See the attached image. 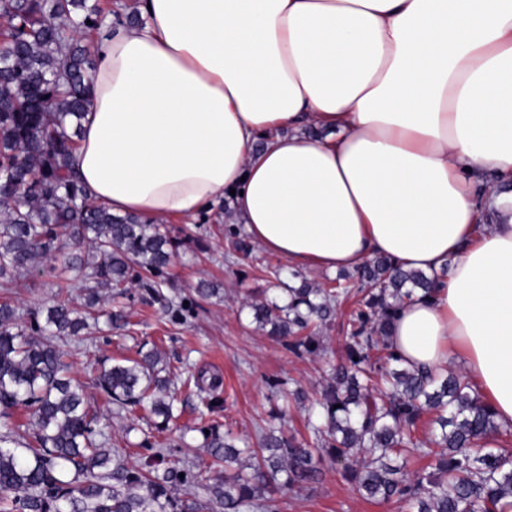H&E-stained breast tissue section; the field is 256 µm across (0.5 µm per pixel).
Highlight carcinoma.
Instances as JSON below:
<instances>
[{
	"label": "carcinoma",
	"mask_w": 512,
	"mask_h": 512,
	"mask_svg": "<svg viewBox=\"0 0 512 512\" xmlns=\"http://www.w3.org/2000/svg\"><path fill=\"white\" fill-rule=\"evenodd\" d=\"M112 25L101 0H0V284L8 286L39 259L87 271L83 308L58 293L33 324L0 304V512H196L177 496L199 489L224 512H270L272 496L317 483L325 459L367 499L402 502L411 512H512V457L488 447L499 433L489 406L460 374L407 365L388 342L396 311L415 290L431 293L441 275L406 270L376 256L320 286L299 270L283 301L247 303L253 322L301 356L327 352L318 328L351 301L344 353L308 420L325 454L283 429L262 432L263 456L237 446L218 425L198 429L211 466L235 473L203 483V461L159 470L154 458L127 464L128 449L108 447L94 396L72 376L56 339L78 336L88 319L127 325L104 296L128 283L159 292L176 242L162 224L117 217L93 202L71 167L94 70L85 36ZM89 246L86 251L81 245ZM167 362L153 348L101 370L93 388L118 409L140 406L163 432L175 408ZM184 384L214 410L218 374L201 371ZM29 412L24 434L9 410ZM437 430L429 447L415 437L423 415ZM430 456L434 470L410 475L407 457Z\"/></svg>",
	"instance_id": "carcinoma-1"
}]
</instances>
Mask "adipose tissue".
<instances>
[{
	"mask_svg": "<svg viewBox=\"0 0 512 512\" xmlns=\"http://www.w3.org/2000/svg\"><path fill=\"white\" fill-rule=\"evenodd\" d=\"M140 3L91 46L72 156L90 198L192 219L229 190L292 267L445 270L390 342L413 368L461 366L512 425V0Z\"/></svg>",
	"mask_w": 512,
	"mask_h": 512,
	"instance_id": "1",
	"label": "adipose tissue"
}]
</instances>
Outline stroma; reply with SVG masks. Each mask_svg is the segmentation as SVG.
<instances>
[{
	"instance_id": "obj_1",
	"label": "stroma",
	"mask_w": 512,
	"mask_h": 512,
	"mask_svg": "<svg viewBox=\"0 0 512 512\" xmlns=\"http://www.w3.org/2000/svg\"><path fill=\"white\" fill-rule=\"evenodd\" d=\"M232 207L213 204L194 220L167 219L166 225L179 246L165 270L159 293L140 287L127 289L122 300L129 324L122 330H94L83 343L65 342L75 376L92 384L102 364L136 357L142 345L157 348L171 366L178 389L181 414L159 437L174 450L170 465L201 456L199 426L212 422L229 429L233 436L259 445V429L269 421L278 405L268 387L269 379L283 381L286 389L302 388L308 399L319 398L325 384L329 360L342 349L347 334L346 312L323 326L321 334L328 347L326 356L314 358L289 352L284 342L257 329L245 306L249 299H278L282 291L276 281L263 276V265H280V257L254 246L250 255H229L225 227L235 224ZM59 271L50 261L36 264L32 272L9 287L0 288V303L15 307L21 325L30 314L52 305L58 293ZM212 287L205 295L201 286ZM188 301L193 312L186 321L172 319L167 310L171 300ZM220 374L221 410L211 413L200 403L194 390L185 385L188 370ZM95 405L102 422L108 423L112 443L130 449V462H139L144 450L138 444L143 435L139 412L118 413L103 394ZM276 512H408L400 502L377 504L364 499L355 485L342 475V467L326 463L318 484L277 496Z\"/></svg>"
}]
</instances>
